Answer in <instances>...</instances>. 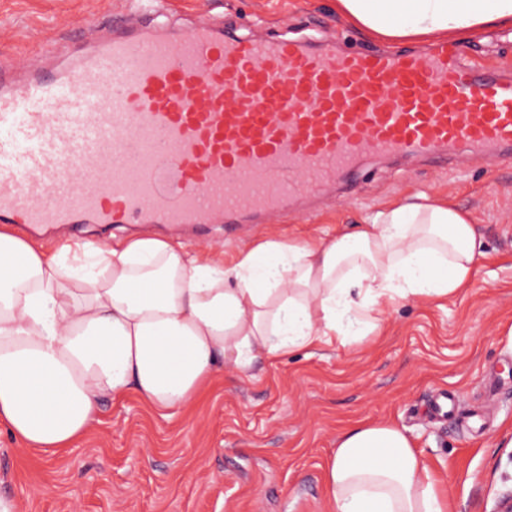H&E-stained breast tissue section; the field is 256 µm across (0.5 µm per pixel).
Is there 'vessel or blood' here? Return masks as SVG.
Returning a JSON list of instances; mask_svg holds the SVG:
<instances>
[{
  "instance_id": "vessel-or-blood-1",
  "label": "vessel or blood",
  "mask_w": 512,
  "mask_h": 512,
  "mask_svg": "<svg viewBox=\"0 0 512 512\" xmlns=\"http://www.w3.org/2000/svg\"><path fill=\"white\" fill-rule=\"evenodd\" d=\"M132 27L0 70V222L258 224L346 182L363 153H512V77L454 45L382 52Z\"/></svg>"
}]
</instances>
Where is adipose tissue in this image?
<instances>
[{"label": "adipose tissue", "instance_id": "adipose-tissue-1", "mask_svg": "<svg viewBox=\"0 0 512 512\" xmlns=\"http://www.w3.org/2000/svg\"><path fill=\"white\" fill-rule=\"evenodd\" d=\"M370 38L463 41L512 28V0H335ZM473 217L416 194L357 230L265 240L224 262L178 242L55 248L0 226V423L25 449L75 445L103 399L136 394L174 418L213 374L373 333L400 301L471 287L483 257ZM336 512H445L411 438L393 423L340 434L325 472Z\"/></svg>", "mask_w": 512, "mask_h": 512}]
</instances>
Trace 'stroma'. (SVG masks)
Returning a JSON list of instances; mask_svg holds the SVG:
<instances>
[{
	"mask_svg": "<svg viewBox=\"0 0 512 512\" xmlns=\"http://www.w3.org/2000/svg\"><path fill=\"white\" fill-rule=\"evenodd\" d=\"M132 0H0V66L45 69L58 49L127 18ZM173 28L223 17L257 35L330 41L346 31L332 0H166ZM489 67L512 70V29L468 42ZM351 192L313 215L211 227L225 257L255 240L355 230L395 197L445 195L469 211L488 256L471 288L446 301L399 304L379 330L347 346L304 349L250 369L224 368L175 420L135 396L104 400L87 434L51 457L22 450L0 427V504L10 512H335L325 470L355 423L405 428L448 498V512H496L512 490V162L463 151L447 161L365 156ZM457 408L440 417L434 393Z\"/></svg>",
	"mask_w": 512,
	"mask_h": 512,
	"instance_id": "stroma-1",
	"label": "stroma"
}]
</instances>
